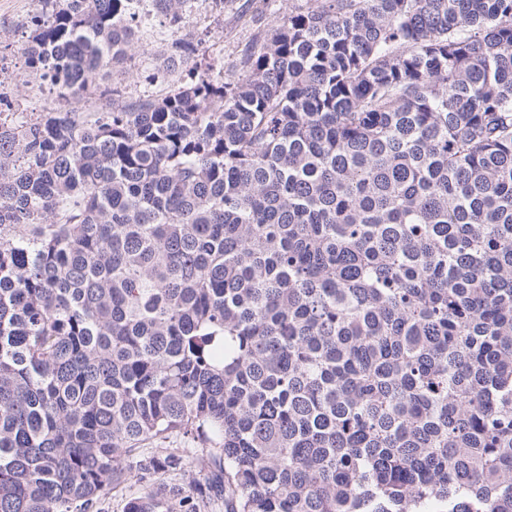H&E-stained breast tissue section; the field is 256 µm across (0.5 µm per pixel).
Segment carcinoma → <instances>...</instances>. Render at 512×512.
Listing matches in <instances>:
<instances>
[{
	"mask_svg": "<svg viewBox=\"0 0 512 512\" xmlns=\"http://www.w3.org/2000/svg\"><path fill=\"white\" fill-rule=\"evenodd\" d=\"M135 2L37 0L56 105L0 112V512H512V0H304L133 95Z\"/></svg>",
	"mask_w": 512,
	"mask_h": 512,
	"instance_id": "1",
	"label": "carcinoma"
}]
</instances>
